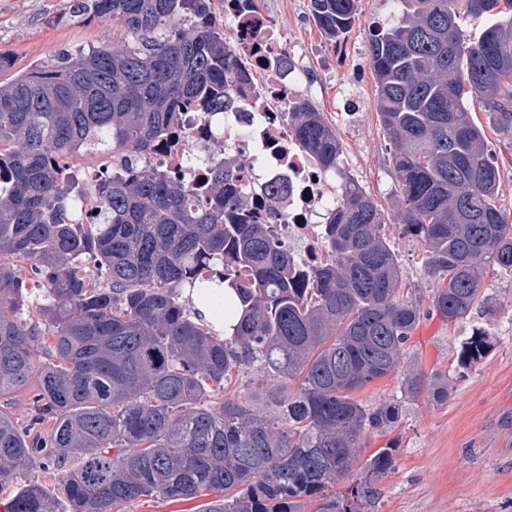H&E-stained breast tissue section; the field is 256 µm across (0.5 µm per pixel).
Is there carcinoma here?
Segmentation results:
<instances>
[{"instance_id": "cac0c4a2", "label": "carcinoma", "mask_w": 512, "mask_h": 512, "mask_svg": "<svg viewBox=\"0 0 512 512\" xmlns=\"http://www.w3.org/2000/svg\"><path fill=\"white\" fill-rule=\"evenodd\" d=\"M400 2L371 33L376 109L393 144L396 217L439 278L430 309L456 323L485 306L487 272L512 275V220L471 109L512 132V0H466L489 18L475 41L457 0ZM358 3L309 7L334 44ZM69 16L115 22L126 39L0 83V399L32 392L27 425L0 410V490L37 455L75 512L204 491L216 500L202 512H376L397 448L364 459L363 440L392 432L404 405L355 394L398 370L424 307L404 294L388 214L340 165L336 129L306 95L288 108L292 136L341 179L325 224L333 256L298 277L231 167L214 166L201 189L136 167L187 113L222 134L224 111L243 104L230 77L252 73L213 0H71ZM75 155L119 156L127 172L100 177L86 201L66 166ZM36 287L48 302L25 318ZM492 347L473 329L458 365L481 364ZM250 366L277 382L286 426L245 401L204 402ZM424 391L448 397L447 375L407 374L405 396ZM54 500L28 484L8 512H55Z\"/></svg>"}]
</instances>
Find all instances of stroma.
Instances as JSON below:
<instances>
[{
    "label": "stroma",
    "mask_w": 512,
    "mask_h": 512,
    "mask_svg": "<svg viewBox=\"0 0 512 512\" xmlns=\"http://www.w3.org/2000/svg\"><path fill=\"white\" fill-rule=\"evenodd\" d=\"M69 0H0V53L13 70L24 73L51 64L62 50L89 49L102 39L124 41V34L98 21L67 23ZM276 30L297 70L303 89L335 127L344 166L368 192L392 205L396 188L390 141L377 115L374 77L368 54L374 25L400 10L399 0H359L358 19L339 46H332L313 21L308 0H256ZM492 161L500 170L498 204L512 216V134L478 112ZM385 237L406 281L422 300H430L437 282L424 270L420 242L387 224ZM483 289L489 309H477L450 324L438 314L421 318L399 373L357 392L373 404L400 394L401 376L419 370L448 374V398L421 394L406 401L405 415L389 436L366 441L372 454L387 441L397 448L395 471L380 483L377 512H512V277L488 274ZM490 330L494 347L482 364L456 365L461 343L474 326ZM274 383L253 368L236 372L226 396L253 400L263 414L279 417L267 393Z\"/></svg>",
    "instance_id": "1"
}]
</instances>
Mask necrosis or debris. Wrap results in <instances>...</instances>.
I'll list each match as a JSON object with an SVG mask.
<instances>
[{
    "label": "necrosis or debris",
    "mask_w": 512,
    "mask_h": 512,
    "mask_svg": "<svg viewBox=\"0 0 512 512\" xmlns=\"http://www.w3.org/2000/svg\"><path fill=\"white\" fill-rule=\"evenodd\" d=\"M224 14L235 22L230 39L237 56L251 71L268 70L283 45L254 0H224ZM301 92L300 79L292 74L247 87L248 105L225 113L223 135H216L207 121L194 120L187 132L156 145L145 162L195 184L210 174L198 161V150L210 151L215 162L232 163L241 181L252 187L253 208L276 209L274 229L291 250L296 271L307 273L330 258L324 226L335 207L337 188L288 130V106ZM273 181L289 187L278 206L264 193L265 184Z\"/></svg>",
    "instance_id": "4bbe7bcc"
}]
</instances>
